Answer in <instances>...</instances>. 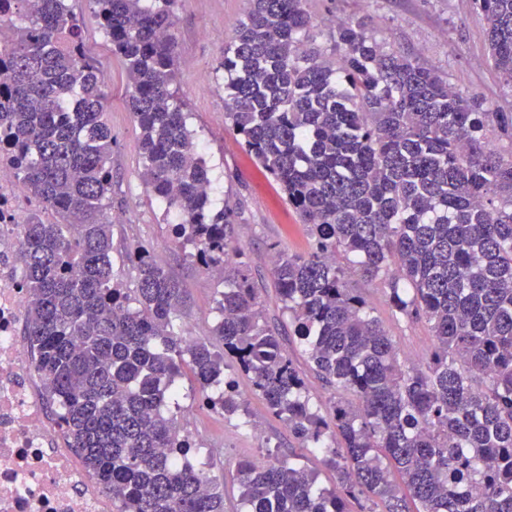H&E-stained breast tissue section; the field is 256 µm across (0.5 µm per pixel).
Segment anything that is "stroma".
Instances as JSON below:
<instances>
[{
  "label": "stroma",
  "instance_id": "stroma-1",
  "mask_svg": "<svg viewBox=\"0 0 512 512\" xmlns=\"http://www.w3.org/2000/svg\"><path fill=\"white\" fill-rule=\"evenodd\" d=\"M80 19L89 56L105 74L108 112L112 127V259L117 277L132 284L134 272L124 266L128 246L152 249L155 260L179 281L187 300L181 320L184 334L194 341L215 342L216 302L223 281L209 276L192 262L188 250L172 232L168 216L147 190L142 178L138 130L128 105L129 75L123 60L112 50L98 17L87 0H71ZM247 0H178L176 6L177 95L189 112V127L199 154L205 159L216 206L235 213L239 244L254 288L269 322H283L271 274L273 247L307 253L313 240L296 212L288 206L279 186L257 167L240 141L225 128L224 77L220 62L224 43L244 14ZM319 21L350 15H368L374 31L392 49L425 60L445 73L455 88L499 112L512 113V85L487 62L486 21L472 0H309ZM165 249H158V242ZM356 288L392 337L401 359L426 365L433 338L427 325L393 309L384 288L350 274ZM246 413L227 416L212 411L190 393L187 380L179 382L178 419H191V435L198 449V467L224 479V512H243L241 488L233 474L238 462L295 457L314 471L320 487H336V474L325 464L320 448L299 447L287 425L267 409L245 376L237 378ZM261 436H254L253 427Z\"/></svg>",
  "mask_w": 512,
  "mask_h": 512
}]
</instances>
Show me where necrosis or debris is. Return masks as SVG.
Masks as SVG:
<instances>
[{
  "label": "necrosis or debris",
  "instance_id": "1",
  "mask_svg": "<svg viewBox=\"0 0 512 512\" xmlns=\"http://www.w3.org/2000/svg\"><path fill=\"white\" fill-rule=\"evenodd\" d=\"M16 179L0 165V512H112V496L64 447L30 386L34 361L21 339L26 291L19 251L27 215Z\"/></svg>",
  "mask_w": 512,
  "mask_h": 512
}]
</instances>
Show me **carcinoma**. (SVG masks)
I'll use <instances>...</instances> for the list:
<instances>
[{"label": "carcinoma", "mask_w": 512, "mask_h": 512, "mask_svg": "<svg viewBox=\"0 0 512 512\" xmlns=\"http://www.w3.org/2000/svg\"><path fill=\"white\" fill-rule=\"evenodd\" d=\"M89 2L129 73L147 188L192 262L224 271L219 352L185 344L183 289L149 250L125 254L133 287L115 279L104 73L69 0H0V161L58 217L25 224L27 336L70 447L118 512H224L222 483L166 407L187 371L208 406L236 414L229 360L299 447L338 441L327 464L343 494L290 459L241 461L246 512H349L357 493L386 512H512V151L490 144L503 113L391 49L367 16L336 22L326 49L308 0H248L224 43L226 130L315 241L275 251L272 277L293 341L334 391L322 408L233 261V211L213 208L173 88L178 0ZM473 2L512 84V0ZM351 267L428 325L426 367L400 360Z\"/></svg>", "instance_id": "obj_1"}]
</instances>
